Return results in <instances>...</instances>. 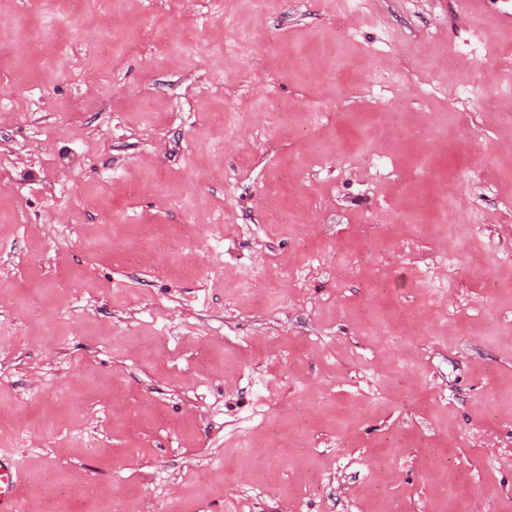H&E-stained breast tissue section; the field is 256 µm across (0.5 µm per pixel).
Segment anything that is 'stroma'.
<instances>
[{
    "instance_id": "35a3bbf8",
    "label": "stroma",
    "mask_w": 512,
    "mask_h": 512,
    "mask_svg": "<svg viewBox=\"0 0 512 512\" xmlns=\"http://www.w3.org/2000/svg\"><path fill=\"white\" fill-rule=\"evenodd\" d=\"M0 33L21 501L512 512L496 0H0Z\"/></svg>"
}]
</instances>
